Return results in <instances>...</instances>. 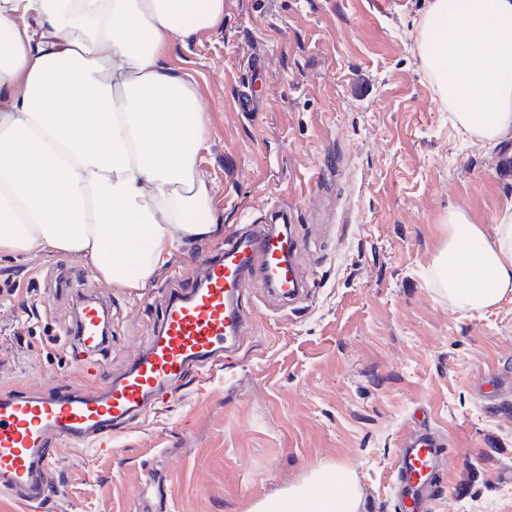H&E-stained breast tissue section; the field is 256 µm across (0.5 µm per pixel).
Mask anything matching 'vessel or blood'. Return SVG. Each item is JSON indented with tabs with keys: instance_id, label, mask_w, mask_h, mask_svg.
<instances>
[{
	"instance_id": "obj_1",
	"label": "vessel or blood",
	"mask_w": 512,
	"mask_h": 512,
	"mask_svg": "<svg viewBox=\"0 0 512 512\" xmlns=\"http://www.w3.org/2000/svg\"><path fill=\"white\" fill-rule=\"evenodd\" d=\"M292 207L279 204L263 220L247 219L224 239L221 251L199 262L200 277L174 288L160 326L140 359L121 377L99 385L58 386L43 392H0V494L27 504L50 492L61 447L111 450L116 437L156 401L210 371L247 323L244 288L256 286L292 301L303 281L290 256L291 234L278 232ZM105 305L87 297L63 333L64 344L99 350ZM446 441L428 420L403 435L388 471L394 512H429L440 482Z\"/></svg>"
}]
</instances>
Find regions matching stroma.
I'll return each mask as SVG.
<instances>
[{
  "label": "stroma",
  "instance_id": "1",
  "mask_svg": "<svg viewBox=\"0 0 512 512\" xmlns=\"http://www.w3.org/2000/svg\"><path fill=\"white\" fill-rule=\"evenodd\" d=\"M429 2L224 0L223 26L167 50L207 114L200 171L223 231L293 204L307 294L284 306L249 289L232 369L132 422L113 453L61 450L33 512H252L343 469L358 512H394L386 475L421 410L448 441L433 512H512L501 477L512 467V297L461 311L430 275L449 211L490 238L512 205V136L487 147L452 128L416 48ZM253 45L262 65L247 61ZM245 88L258 111H237ZM326 155L338 175L307 195ZM223 231L180 247L138 291L108 287L78 255L0 258V390L85 382L79 356L52 345L84 295L111 305L94 379L122 375L157 330L174 272L196 270ZM60 262L79 288H58ZM14 287L34 290L36 317ZM478 370L505 378L497 406L472 388Z\"/></svg>",
  "mask_w": 512,
  "mask_h": 512
}]
</instances>
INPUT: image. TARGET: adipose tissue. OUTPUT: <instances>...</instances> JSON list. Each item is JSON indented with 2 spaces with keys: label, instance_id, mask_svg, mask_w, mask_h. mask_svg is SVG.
I'll return each mask as SVG.
<instances>
[{
  "label": "adipose tissue",
  "instance_id": "ef3b65f1",
  "mask_svg": "<svg viewBox=\"0 0 512 512\" xmlns=\"http://www.w3.org/2000/svg\"><path fill=\"white\" fill-rule=\"evenodd\" d=\"M224 22V0H0V255H82L113 288L138 290L178 246L220 229L200 153L207 117L162 61ZM417 51L456 133L512 135V0H431ZM433 272L451 304L512 295V206L493 239L461 212ZM325 474L253 512H357Z\"/></svg>",
  "mask_w": 512,
  "mask_h": 512
}]
</instances>
